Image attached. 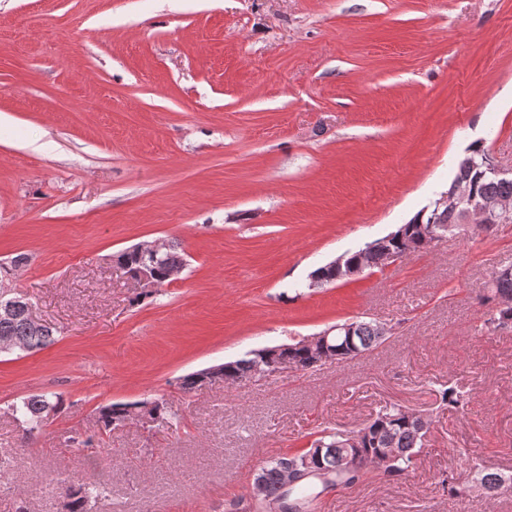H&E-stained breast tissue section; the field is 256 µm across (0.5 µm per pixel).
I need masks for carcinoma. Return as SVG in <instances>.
<instances>
[{
    "label": "carcinoma",
    "mask_w": 512,
    "mask_h": 512,
    "mask_svg": "<svg viewBox=\"0 0 512 512\" xmlns=\"http://www.w3.org/2000/svg\"><path fill=\"white\" fill-rule=\"evenodd\" d=\"M495 159L483 146L476 144L468 147L466 154L458 161L456 173L448 186L447 193L462 186L468 192L487 202L507 201L512 205V179H502L491 172ZM467 208V200L458 202V206L441 205L439 201L417 212L406 225L410 237L415 239V253L426 251L423 247L421 227H431L434 231L448 234L462 231V211ZM119 265L125 274L134 278L142 272L154 277L156 287L169 282L167 272L184 267V259L169 246L156 256H139L126 251L118 255ZM389 264L384 253H367L360 248L344 254L342 267H360L364 270L381 269ZM317 281L316 287L330 283L347 282L341 272L329 265L322 266L312 273ZM480 304L487 307L486 318L482 326L489 332L498 330L497 320L507 314L512 318V278L495 283L493 291L480 297ZM354 329L349 337L341 336L331 341L330 351L338 361L353 359L384 341L376 323L365 320L353 321ZM12 340L14 348L30 353L51 346L55 341V330L45 325L33 326L22 311L10 315H0V338ZM279 358L288 361L301 371L316 366V359L308 348L298 341L288 345V349L279 354ZM261 365L256 356L244 357L223 364V375L228 383L240 378H248ZM438 401L442 405L459 407L464 405V395L453 389L445 388L438 392ZM62 407V399L55 393L29 395L12 405V415L21 428L24 444L42 432L49 417ZM146 411L156 426L168 423L171 413L163 397L128 403H111L97 411V422L102 432H110L120 426L118 420L129 415ZM430 426L431 420L420 412L411 411L397 404L383 406L372 418L351 430H322L310 442V446L300 448L288 454L272 458L260 467L259 472L265 487V501L251 507L252 512H273L281 500L290 502L295 512H316L317 499L321 491L314 488L351 489L367 476L374 460L382 457L386 450L394 452L395 460L387 467L385 475L399 477L409 472L423 445L426 432L418 425ZM353 442L359 445L362 459L368 461L365 471L350 477L341 475L340 460L345 449L340 444ZM299 467V482L291 489L283 486L281 471L285 463ZM475 483L483 493L492 496L502 474L490 472L474 466ZM105 491L99 480L88 476L80 479L62 478L56 491V512H88L89 503L98 499Z\"/></svg>",
    "instance_id": "cac0c4a2"
}]
</instances>
